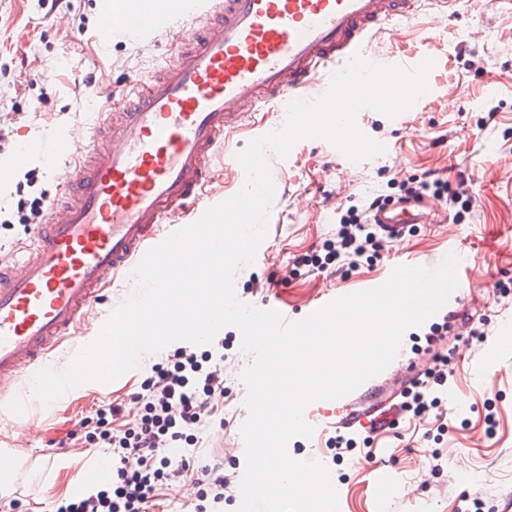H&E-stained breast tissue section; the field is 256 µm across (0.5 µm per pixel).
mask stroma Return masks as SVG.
Returning <instances> with one entry per match:
<instances>
[{
    "label": "stroma",
    "instance_id": "35a3bbf8",
    "mask_svg": "<svg viewBox=\"0 0 512 512\" xmlns=\"http://www.w3.org/2000/svg\"><path fill=\"white\" fill-rule=\"evenodd\" d=\"M107 0H73L72 7H58L46 15L40 0H0V159L11 156L19 139L43 142L58 127L77 118V89L110 84L148 72L149 57L130 45L114 41L101 47L94 35ZM374 44L384 55L406 62L419 55H433L437 62L435 89L408 109L403 124H390L377 110L360 113L370 139L388 145L387 152L367 159L362 168L348 173L331 143L323 138L297 142L287 155H265L276 192L268 217V232L251 265L235 277L239 300L262 306L266 295L257 282L271 272L287 276L294 257L322 244L336 231L339 212L347 195L397 198L395 172L403 176L439 171L453 188L471 197L477 209L474 223L463 224L445 217L437 224L411 225L403 241L386 248L371 267L361 268L347 278L325 272L307 279H291L279 294L280 307L293 318H302L322 295L334 289L355 291L382 278L398 262L411 261L427 269L438 267L448 249H456L463 263L459 271L465 282L453 294V307L482 316L485 336L468 352L455 374L450 391L448 432L441 445L448 450L442 474L421 470L408 476L409 461H423V449L413 454L381 448L374 461L358 451L336 461L315 435L291 437L290 458L313 459L324 465L337 494L338 512H374L371 485L374 465L391 469L409 480L414 499H387L384 512H453L452 504L430 489L446 479L486 504H497L506 488L512 487V335L497 336L500 322L511 320L512 310L501 309L493 296L497 281L512 280V13L489 6L488 0H467L456 14L438 15L431 6L421 7L417 16L398 24L396 35L379 34ZM50 71V84L36 76ZM496 105L495 122L485 124L487 105ZM65 191L63 181L49 175L44 165L31 159L20 166L10 185L0 186V260L13 263L29 245L30 210L45 205L47 198ZM430 317L408 328L399 352L408 369L386 367L374 375L383 396L400 390L409 371L431 364L432 351L466 340L469 324L458 321L444 332L440 342L429 345L425 335L438 324ZM224 340V425L202 434L204 450L218 449L224 472L238 474L244 461L234 452L237 437L248 412L246 388L241 379L253 356L241 348L237 328L221 329ZM162 353L145 355L136 369L106 391L82 385L66 394L55 409L32 406L39 436L31 447L14 450L10 481L0 487V512H15L12 499L31 503L33 512H54L62 499L81 492V472L95 469L103 450L79 452L68 438L83 417L99 405L129 398ZM500 419L504 442L482 439L481 422L486 412ZM63 448L52 468L40 464L43 450Z\"/></svg>",
    "mask_w": 512,
    "mask_h": 512
}]
</instances>
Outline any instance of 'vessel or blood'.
Wrapping results in <instances>:
<instances>
[{
    "mask_svg": "<svg viewBox=\"0 0 512 512\" xmlns=\"http://www.w3.org/2000/svg\"><path fill=\"white\" fill-rule=\"evenodd\" d=\"M419 0H155L145 13L107 10L101 44L125 36L135 50L177 33L174 53L147 78L128 79L129 101L106 125L95 112L44 145L53 174L68 185L46 204L26 255L0 269V397L15 405L33 397L17 391L21 378L46 368L62 346L93 343L104 322L95 306L111 276L134 270L152 247L222 203L213 193V157L224 133L263 105L287 110L312 101L354 55L395 67L377 53L384 24L408 18ZM437 207L402 201L375 212L388 244L412 224H433ZM375 415L335 416L350 432L370 430ZM377 502L413 492L396 475L374 474Z\"/></svg>",
    "mask_w": 512,
    "mask_h": 512,
    "instance_id": "b4317fda",
    "label": "vessel or blood"
}]
</instances>
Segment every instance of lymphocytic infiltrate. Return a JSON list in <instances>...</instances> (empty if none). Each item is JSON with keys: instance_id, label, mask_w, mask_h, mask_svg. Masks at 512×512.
I'll list each match as a JSON object with an SVG mask.
<instances>
[{"instance_id": "1", "label": "lymphocytic infiltrate", "mask_w": 512, "mask_h": 512, "mask_svg": "<svg viewBox=\"0 0 512 512\" xmlns=\"http://www.w3.org/2000/svg\"><path fill=\"white\" fill-rule=\"evenodd\" d=\"M333 238L321 250L299 257L296 268L304 276L336 267L338 272L358 271L379 256L383 243L370 217L377 199L348 195ZM223 341L210 351L174 348L163 362L154 364L131 400L139 406L130 413L125 402L113 401L83 418L77 430L82 449H108L116 461L111 484L93 486L56 506V512H168L180 502L184 512H218L231 482L210 453L199 448L198 431L224 421ZM455 349L438 354L433 366L405 391L401 403L402 431L406 447L444 434L448 422L438 414L439 387L448 383V366ZM183 453L171 455L177 444Z\"/></svg>"}]
</instances>
